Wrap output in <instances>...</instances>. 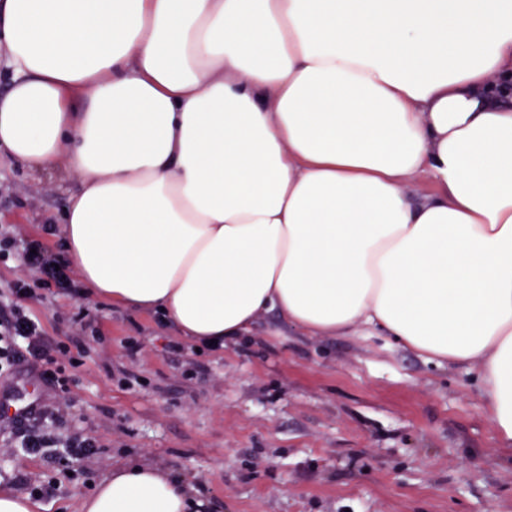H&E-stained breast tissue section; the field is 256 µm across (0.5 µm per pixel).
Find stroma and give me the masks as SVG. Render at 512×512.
<instances>
[{
  "instance_id": "obj_1",
  "label": "stroma",
  "mask_w": 512,
  "mask_h": 512,
  "mask_svg": "<svg viewBox=\"0 0 512 512\" xmlns=\"http://www.w3.org/2000/svg\"><path fill=\"white\" fill-rule=\"evenodd\" d=\"M0 156V227L61 251L68 186ZM31 314L57 341L82 334L61 430L99 437L101 465L66 476L40 455L0 452V488L53 485L38 512H81L112 469L139 463L185 478L202 512H512V457L474 368H439L386 336H311L262 315L249 336L199 349L154 313L105 300L87 333L71 294L36 289ZM198 366L187 376L189 363Z\"/></svg>"
}]
</instances>
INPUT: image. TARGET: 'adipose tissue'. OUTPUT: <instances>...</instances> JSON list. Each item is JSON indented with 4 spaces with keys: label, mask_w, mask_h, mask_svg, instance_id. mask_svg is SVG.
<instances>
[{
    "label": "adipose tissue",
    "mask_w": 512,
    "mask_h": 512,
    "mask_svg": "<svg viewBox=\"0 0 512 512\" xmlns=\"http://www.w3.org/2000/svg\"><path fill=\"white\" fill-rule=\"evenodd\" d=\"M0 64V153L67 155L93 294L199 345L275 311L476 368L512 455V0H0ZM192 492L136 465L82 512Z\"/></svg>",
    "instance_id": "adipose-tissue-1"
}]
</instances>
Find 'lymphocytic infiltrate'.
Listing matches in <instances>:
<instances>
[{"label":"lymphocytic infiltrate","instance_id":"f902f5d3","mask_svg":"<svg viewBox=\"0 0 512 512\" xmlns=\"http://www.w3.org/2000/svg\"><path fill=\"white\" fill-rule=\"evenodd\" d=\"M19 259L22 276L8 284L9 293L0 299V378L13 377L20 364H28L35 378L54 390L57 400L40 401L27 411L0 425L9 436L16 454L46 452L67 470L86 469L97 462L102 442L95 437L72 436L60 439L57 429L65 412L73 407L69 397L74 372L83 364L82 340L72 344L51 341L41 322L25 307L35 287L70 288V269L62 255L52 252L35 239L23 237L20 230H0V262Z\"/></svg>","mask_w":512,"mask_h":512}]
</instances>
